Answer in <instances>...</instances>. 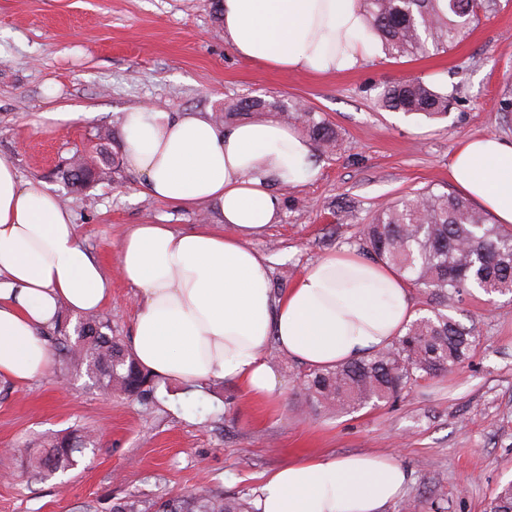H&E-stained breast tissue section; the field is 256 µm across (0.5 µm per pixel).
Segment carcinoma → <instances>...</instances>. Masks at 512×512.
<instances>
[{
	"instance_id": "1",
	"label": "carcinoma",
	"mask_w": 512,
	"mask_h": 512,
	"mask_svg": "<svg viewBox=\"0 0 512 512\" xmlns=\"http://www.w3.org/2000/svg\"><path fill=\"white\" fill-rule=\"evenodd\" d=\"M368 31L380 39L392 58L424 56L446 50L468 34L493 0H365ZM382 108L428 118L448 115V93L419 78L383 84L378 93ZM241 112H289L299 126L328 153L336 133L316 112H296L294 106L260 96L224 104L214 116ZM96 155L73 156L61 178L69 195H82L118 167L109 151L112 130L95 134ZM363 255L395 267L425 296L424 313L405 332L371 356L334 369H310L302 387L314 409L353 412L387 402L404 388L428 378L444 376L474 354L476 327L457 321L448 310L460 297L478 288L484 293H512V225L491 224L487 213L461 196L431 189L382 206L363 230ZM62 369L84 375L108 392L137 400L145 408L155 404L156 376L141 368L109 321L89 318L69 326L58 316L51 334ZM93 435L71 430L28 441L17 449L24 474L37 479L64 475L95 447ZM112 512H254L251 499L227 497L200 487L167 499L147 502L135 496L120 499ZM489 512H512V481L502 485Z\"/></svg>"
}]
</instances>
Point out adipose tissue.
I'll use <instances>...</instances> for the list:
<instances>
[{"label": "adipose tissue", "mask_w": 512, "mask_h": 512, "mask_svg": "<svg viewBox=\"0 0 512 512\" xmlns=\"http://www.w3.org/2000/svg\"><path fill=\"white\" fill-rule=\"evenodd\" d=\"M224 41L241 57L287 71H352L380 45L367 33L363 0H222ZM124 159L147 193L178 205L215 204L232 234L135 224L118 248L120 277L139 308L131 348L162 381L199 392L232 381L269 397L271 351L317 369L375 352L415 316L405 279L384 263L342 249L310 264L282 295L249 240L276 223L289 187L315 173L312 142L295 127L256 118L216 124L208 115L138 107L123 117ZM457 189L512 224V143L467 137L449 166ZM110 284L82 248L73 216L42 184L22 181L0 158V379L23 383L47 369L46 335L60 306L93 313ZM408 473L380 454L312 457L264 481L257 512H385Z\"/></svg>", "instance_id": "ef3b65f1"}]
</instances>
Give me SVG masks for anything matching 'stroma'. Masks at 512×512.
I'll return each mask as SVG.
<instances>
[{
  "label": "stroma",
  "mask_w": 512,
  "mask_h": 512,
  "mask_svg": "<svg viewBox=\"0 0 512 512\" xmlns=\"http://www.w3.org/2000/svg\"><path fill=\"white\" fill-rule=\"evenodd\" d=\"M216 0H0V158L22 180L55 196L56 167L91 151L99 127L124 152L122 116L130 108L214 114L242 96L301 102L336 131L338 144L316 156L315 177L273 185L279 220L251 247L270 259V286L287 291L323 255L358 249L380 204L430 188L453 191L448 165L461 141L490 134L512 141V0H495L455 47L423 57L377 55L334 76L276 70L240 58L215 20ZM420 78L447 91V117L407 116L380 107L384 83ZM64 196V195H63ZM67 198V197H66ZM83 249L111 284L99 317L129 339L138 297L116 270L131 225L188 231L223 229L215 206L181 208L153 199L119 166L113 182L67 198ZM479 329L474 355L443 377L405 388L396 402L354 413L314 410L297 360L281 358L271 397L257 401L231 381L198 395L176 382L158 387L143 410L103 398L86 377L58 362L0 398V512H112L119 499L153 501L199 486L257 493L274 469L322 455L382 453L411 472L386 512H486L512 480V294L464 296ZM94 430V453L64 477L31 479L11 449L33 435Z\"/></svg>",
  "instance_id": "stroma-1"
}]
</instances>
